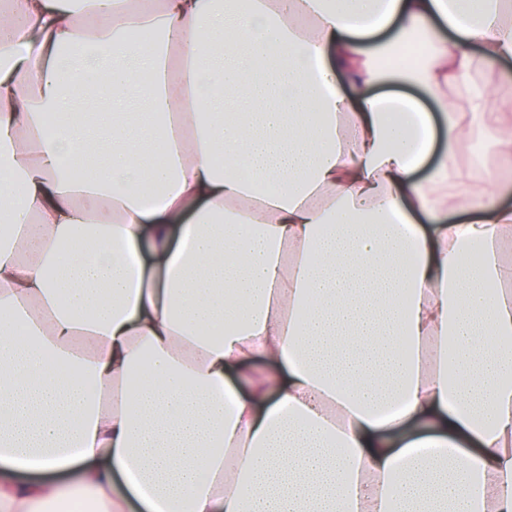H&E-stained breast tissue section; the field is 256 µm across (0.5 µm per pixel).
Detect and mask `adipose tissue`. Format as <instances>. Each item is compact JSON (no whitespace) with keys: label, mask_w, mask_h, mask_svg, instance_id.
Listing matches in <instances>:
<instances>
[{"label":"adipose tissue","mask_w":512,"mask_h":512,"mask_svg":"<svg viewBox=\"0 0 512 512\" xmlns=\"http://www.w3.org/2000/svg\"><path fill=\"white\" fill-rule=\"evenodd\" d=\"M239 3L0 0V512H512V0ZM373 92L374 94H378V93H400V94H405V95H409V96H413V97H416L418 98L423 107L429 111L430 113H432V115L434 116V119H435V123H436V127L438 129V134H439V142H438V145H442V120H441V117H440V113H438V109L437 107L429 100H427L420 91H418L417 89L415 88H409V87H403V86H388V87H375L373 89ZM485 163L490 168L495 169L502 181L507 184V188L502 192L499 198V204L504 207L512 208V158H502L494 155H487Z\"/></svg>","instance_id":"1"}]
</instances>
